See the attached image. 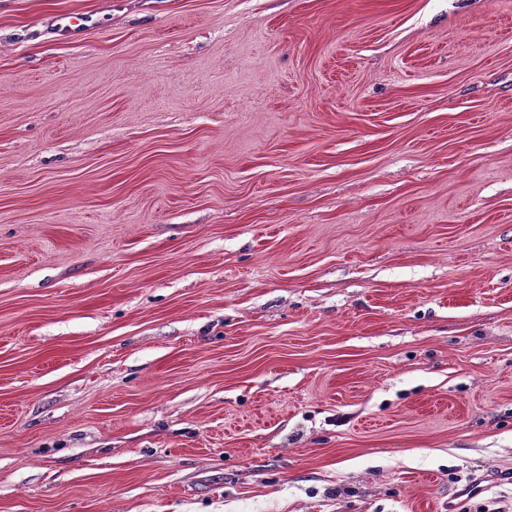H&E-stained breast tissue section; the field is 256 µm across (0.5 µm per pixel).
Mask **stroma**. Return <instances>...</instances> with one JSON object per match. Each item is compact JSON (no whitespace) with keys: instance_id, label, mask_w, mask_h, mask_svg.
<instances>
[{"instance_id":"35a3bbf8","label":"stroma","mask_w":512,"mask_h":512,"mask_svg":"<svg viewBox=\"0 0 512 512\" xmlns=\"http://www.w3.org/2000/svg\"><path fill=\"white\" fill-rule=\"evenodd\" d=\"M499 471L512 0H0V512ZM92 15L88 13H59L54 17L53 26L61 40L77 39L96 26Z\"/></svg>"}]
</instances>
